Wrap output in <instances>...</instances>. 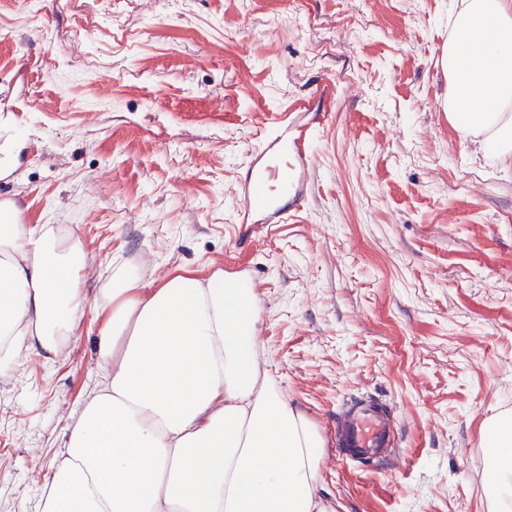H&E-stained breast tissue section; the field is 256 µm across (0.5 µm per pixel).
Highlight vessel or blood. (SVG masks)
I'll use <instances>...</instances> for the list:
<instances>
[{
  "instance_id": "obj_1",
  "label": "vessel or blood",
  "mask_w": 512,
  "mask_h": 512,
  "mask_svg": "<svg viewBox=\"0 0 512 512\" xmlns=\"http://www.w3.org/2000/svg\"><path fill=\"white\" fill-rule=\"evenodd\" d=\"M327 119V113H320L315 125L306 128L294 126L284 114L267 122L237 193L242 223H249L257 209L266 223H287L291 202L304 197L305 174L314 157L312 144ZM336 433L347 460L374 464L398 455L393 410L381 401L345 403L336 417Z\"/></svg>"
}]
</instances>
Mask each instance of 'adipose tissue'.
I'll return each instance as SVG.
<instances>
[{
    "label": "adipose tissue",
    "mask_w": 512,
    "mask_h": 512,
    "mask_svg": "<svg viewBox=\"0 0 512 512\" xmlns=\"http://www.w3.org/2000/svg\"><path fill=\"white\" fill-rule=\"evenodd\" d=\"M448 120L486 166L512 168V0H450ZM78 238L0 222V370L29 343L56 352L86 306L104 384L81 409L37 512H332L325 441L259 371V300L215 271L147 288L124 272L87 302ZM492 499L512 512V412L486 422Z\"/></svg>",
    "instance_id": "1"
}]
</instances>
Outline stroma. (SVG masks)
<instances>
[{
	"mask_svg": "<svg viewBox=\"0 0 512 512\" xmlns=\"http://www.w3.org/2000/svg\"><path fill=\"white\" fill-rule=\"evenodd\" d=\"M448 0H0V194L85 247L95 300L221 270L256 286L269 378L327 440L335 512H488L512 410V176L440 107ZM329 114L293 221L241 223L268 115ZM87 310L0 373V512L36 493L101 381ZM393 408L398 461L338 454L343 402Z\"/></svg>",
	"mask_w": 512,
	"mask_h": 512,
	"instance_id": "35a3bbf8",
	"label": "stroma"
}]
</instances>
